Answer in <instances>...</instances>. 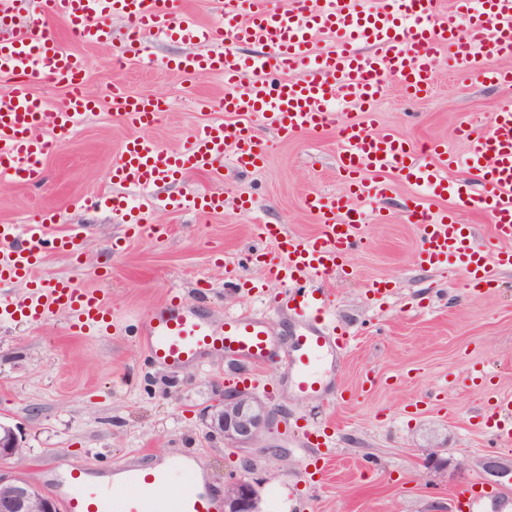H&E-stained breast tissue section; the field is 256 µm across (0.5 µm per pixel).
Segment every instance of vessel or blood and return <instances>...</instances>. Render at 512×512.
I'll return each mask as SVG.
<instances>
[{"instance_id":"vessel-or-blood-1","label":"vessel or blood","mask_w":512,"mask_h":512,"mask_svg":"<svg viewBox=\"0 0 512 512\" xmlns=\"http://www.w3.org/2000/svg\"><path fill=\"white\" fill-rule=\"evenodd\" d=\"M32 0H0V75L16 76L13 89L0 95V180L37 187L43 181V160L51 148L65 145L93 115L95 105L74 93L86 72L85 58L49 35L37 34L30 21ZM217 18L201 22L194 13L178 10L176 0H47L50 16L83 45L112 42V20L122 18L126 37L114 59L116 67L140 62L149 40L167 38L190 45V52L166 62L167 68L190 78L202 70L223 75L225 111L235 122L213 120L200 125L187 145L173 150L142 136L162 112L147 95L128 94L122 86L109 90L112 117L134 128L109 172L121 194L85 198L90 207H111L114 217L136 238H161L164 225L149 223L154 190L176 182L189 171L223 168L232 162L241 171L258 170L264 161L255 141L252 120L284 135L317 130L334 119L335 100L372 108L395 80L408 96L426 94L432 84L439 47H447L452 69L491 85L512 83L511 69H488L485 53L512 59V0H454L452 17H439L434 0H290L270 9L262 0H213ZM331 36L336 45L320 48L318 39ZM254 47L244 57L242 46ZM49 77L71 89L64 106L50 105L34 95L31 84ZM468 152L464 165L479 192L449 180L454 159L440 142L423 150L411 148L394 128L376 130L351 121L340 129L336 168L346 183L340 194H315L306 207L321 227L304 238L267 224L258 230L271 238L279 262L267 268L271 279L284 283L279 310L294 321L291 348H276L262 310L225 311L221 322L184 305L176 290L150 310L142 322V344L154 362L179 368L203 364L213 353L227 351L283 363L295 392L303 397L321 390L323 370L348 345L332 317L321 280L344 270L364 226L357 199H382L397 183L411 187L407 215L421 228L418 259L435 265L458 259L470 284L493 287L498 269L512 267V100L503 102L488 126L464 130ZM444 206L432 210V200ZM172 210L201 215L224 209L220 191L195 192L166 200ZM488 214L493 221L492 245L479 244L472 228L458 223L465 209ZM59 216L45 212L24 224L0 225V285L27 278L46 248L78 255L81 227L67 236L50 238ZM64 311L73 316L75 332L105 326L108 303L73 278L48 276L36 280L32 294L13 312L38 321ZM491 436L512 443V399L501 398L485 411ZM129 491L117 496L102 485L74 484L60 496L62 512H215L219 494L194 487L169 495V470H157L143 482L137 466L112 468Z\"/></svg>"}]
</instances>
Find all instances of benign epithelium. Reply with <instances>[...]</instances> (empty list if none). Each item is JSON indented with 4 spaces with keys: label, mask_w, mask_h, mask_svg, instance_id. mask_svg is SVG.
I'll list each match as a JSON object with an SVG mask.
<instances>
[{
    "label": "benign epithelium",
    "mask_w": 512,
    "mask_h": 512,
    "mask_svg": "<svg viewBox=\"0 0 512 512\" xmlns=\"http://www.w3.org/2000/svg\"><path fill=\"white\" fill-rule=\"evenodd\" d=\"M274 424L272 412L257 396L234 390L224 393L222 408L209 416L205 426L224 437L226 445L243 448L257 440ZM0 462L17 455L22 435L11 426L0 424ZM484 479L496 484H512V459L488 455L478 460ZM225 512H258L257 492L252 482L241 477L228 485L224 495ZM0 512H55L51 497L40 492L25 477L0 471Z\"/></svg>",
    "instance_id": "1"
}]
</instances>
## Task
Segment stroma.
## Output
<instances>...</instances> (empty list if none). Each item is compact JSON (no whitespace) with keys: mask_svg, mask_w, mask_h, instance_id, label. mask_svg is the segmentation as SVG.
<instances>
[{"mask_svg":"<svg viewBox=\"0 0 512 512\" xmlns=\"http://www.w3.org/2000/svg\"><path fill=\"white\" fill-rule=\"evenodd\" d=\"M185 50L179 42L154 40L151 64L119 69L114 48L86 49L84 90L98 101L94 116L47 154L40 187L0 183V224L56 210L63 216L57 234L83 227L80 257L47 249L37 272L72 277L112 308L108 331L90 335L73 334L66 312L41 323L0 316V423L18 427L24 441L15 467L55 496L62 473L72 468L93 473L188 452L213 489L248 476L259 512H459L463 496L479 487L489 499L512 503V486L484 483L476 466L490 453L512 458V445L494 446L481 422L487 401L512 397V268L486 290L465 281L457 268L420 264L421 231L406 216L404 187L364 204L363 245L347 272L326 282L333 318L352 340L317 397L296 395L278 363L227 353L171 370L148 358L141 323L169 287L218 318L224 310L252 306L250 297L228 285L230 271L265 281L262 308L278 343H287L292 322L273 308L281 286L266 279L268 263L279 256L257 227L276 224L301 236L318 232L304 199L341 189L339 127L366 117L360 107L341 105L335 124L289 138L253 122L265 147L257 172L241 174L229 164L213 174L192 171L158 192L164 198L220 190L223 211L201 216L161 207L151 219L165 225L166 234L157 241L134 238L110 210L74 203L112 189L108 172L130 133L112 119L105 92L113 83L159 99L166 115L149 134L173 148L183 147L210 119L232 121L222 108V75L186 79L165 68L166 59ZM509 99L512 86L459 76L443 52L429 94L411 99L389 83L374 108L375 124L401 130L414 146L441 141L461 158L467 144L459 128L487 126ZM243 197L253 198V210L239 209ZM116 244L123 247L118 256L112 253ZM374 281L390 287L377 303L366 295ZM475 368L490 371L486 387L471 386ZM245 379L254 380V393L276 422L254 445L230 448L221 437L206 435L202 416L221 408L225 392ZM340 388L347 392L342 400L336 397ZM312 429L331 434L330 446L309 443L303 433ZM434 448L460 461V468L429 470Z\"/></svg>","mask_w":512,"mask_h":512,"instance_id":"obj_1","label":"stroma"}]
</instances>
